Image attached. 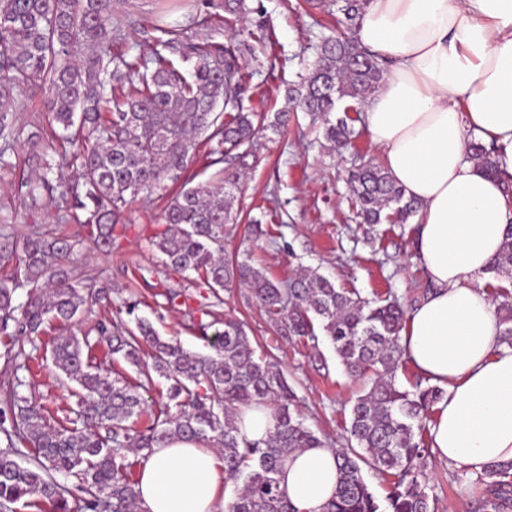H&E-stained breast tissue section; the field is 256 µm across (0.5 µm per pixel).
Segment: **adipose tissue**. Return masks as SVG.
Here are the masks:
<instances>
[{
    "label": "adipose tissue",
    "instance_id": "obj_1",
    "mask_svg": "<svg viewBox=\"0 0 512 512\" xmlns=\"http://www.w3.org/2000/svg\"><path fill=\"white\" fill-rule=\"evenodd\" d=\"M357 39L388 64L365 130L420 204L416 250L433 285L407 314L401 343L445 390L432 447L469 472L512 462V348L481 286L512 229V193L470 159L478 140L512 173V0H369ZM339 481L335 449L301 448L282 483L297 512H323ZM141 512H224V464L175 441L141 465Z\"/></svg>",
    "mask_w": 512,
    "mask_h": 512
}]
</instances>
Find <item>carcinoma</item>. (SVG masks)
Returning <instances> with one entry per match:
<instances>
[{
  "label": "carcinoma",
  "mask_w": 512,
  "mask_h": 512,
  "mask_svg": "<svg viewBox=\"0 0 512 512\" xmlns=\"http://www.w3.org/2000/svg\"><path fill=\"white\" fill-rule=\"evenodd\" d=\"M368 0H316L313 8L332 18L315 60L300 59L305 74L288 85L285 104L274 115L246 105L254 89L256 45L271 36L261 4L224 0V27L206 38L183 28L157 24L150 57L114 49L120 38L112 27L114 0H0V171L16 165L6 159L23 135L17 113L28 93L48 95L45 133L27 137L24 162L35 175L20 182L29 212L44 200L56 203L58 224H76L98 246L112 242L116 225L126 223L129 205L140 197L165 201L163 232L152 242L165 267L192 274L208 289L202 314L224 323L206 337L207 355L191 353L180 342L158 336L147 318L134 327L95 326L106 338L112 360L136 368L131 383L93 362L89 336H62L52 345L51 369L75 384L77 408L58 418L18 391L4 390L0 408V512L20 504L35 512H68V500L83 501L86 512H138L137 461L151 449L174 440L215 441L232 487L226 512H298L280 488L288 455L299 448L324 446L306 424L282 371L257 354L243 324L230 315L217 318L224 305L220 290L237 283L247 298L274 323L288 342L318 343L328 338L346 372L367 381L353 401L347 427L348 447L336 451L339 484L326 512H435L420 480L428 449L415 441L426 431L427 411L444 390L395 385L406 350L401 344L407 312L396 299L367 300L336 281L309 271L288 282L255 265L252 255L224 258V225L232 224L237 194L258 160L262 132L278 135L304 112L320 123L333 148L360 136L348 108L366 103L385 71L377 56L353 37ZM232 35L220 41L221 31ZM205 146L206 167L217 179L196 181L190 166ZM471 158L498 174L491 151L476 142ZM180 184L169 193V184ZM349 187L361 224H405L419 203L388 170L369 163L350 173ZM79 240L55 236L35 226L25 237L22 256L8 280H0V329L33 340L53 320L61 326L86 307L108 298V285L78 263ZM490 271L512 282V239L494 258ZM26 288L22 318L14 315V294ZM501 342L512 345V290L494 289ZM166 392L153 403L147 425L142 392ZM264 407L274 428L267 437L248 438L241 411ZM32 452L27 465L17 457ZM389 480L386 505L366 482L363 468ZM490 496L484 512L512 508V463L487 469Z\"/></svg>",
  "instance_id": "cac0c4a2"
}]
</instances>
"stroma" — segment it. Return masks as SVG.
Here are the masks:
<instances>
[{
	"mask_svg": "<svg viewBox=\"0 0 512 512\" xmlns=\"http://www.w3.org/2000/svg\"><path fill=\"white\" fill-rule=\"evenodd\" d=\"M222 0H121L117 7L123 33L122 47L132 54H146L154 45L151 25L158 12L168 11L169 22L200 35L210 33L209 13ZM274 38L260 56L262 67L253 79L258 87L251 105L259 112L273 113L284 105V88L298 82L300 59H314L323 33L319 14L307 0H262ZM260 162L249 171L234 210L237 222L224 233V255L232 257L252 250L255 261L273 278L288 280L301 270H312L335 278L337 285L356 290L366 299L399 298L411 308L428 294L430 283L418 260L415 224L355 223L354 203L347 184L349 171L362 163L381 162L380 151L368 136L351 145L330 150L311 128L307 116H299L287 135L268 134L262 140ZM17 176L0 179V210L17 215L14 224L0 226V246L20 251L32 226L56 228L67 235L77 230L73 224H56L55 209L39 210L35 216L20 212ZM160 200L140 199L132 203L127 228L116 229L112 244L96 249L82 241L79 249L88 266L101 281L124 286L113 294L111 308L95 306L69 328L81 336L95 322L122 313L125 325L136 318L149 319L160 336L181 342L190 351L204 353L208 346L201 315L203 293L195 283L165 268L151 241L164 229L159 219ZM276 225L279 240L249 241L244 230L250 218ZM141 279H134L135 270ZM177 291L175 305L165 294ZM223 311L240 320L259 352L270 355L283 371L297 396V406L308 426L329 447L348 445L346 428L352 401L363 389L345 371L333 347L326 340L285 342L277 340L275 327L254 303L248 302L237 285L225 288ZM13 339L0 332V384L22 380L23 394L58 414L76 405L70 388L42 367L29 370L8 363L6 353ZM426 491L435 503V512H473L487 487L476 475L448 465L437 454L425 457L423 469Z\"/></svg>",
	"mask_w": 512,
	"mask_h": 512,
	"instance_id": "35a3bbf8",
	"label": "stroma"
}]
</instances>
